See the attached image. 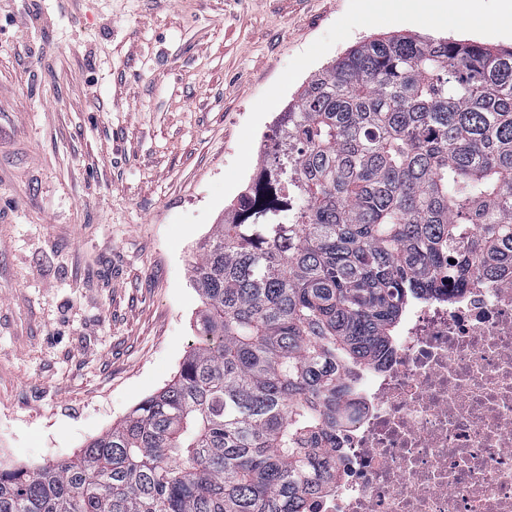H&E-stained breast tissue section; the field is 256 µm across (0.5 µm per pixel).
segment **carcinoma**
Returning a JSON list of instances; mask_svg holds the SVG:
<instances>
[{
	"label": "carcinoma",
	"mask_w": 512,
	"mask_h": 512,
	"mask_svg": "<svg viewBox=\"0 0 512 512\" xmlns=\"http://www.w3.org/2000/svg\"><path fill=\"white\" fill-rule=\"evenodd\" d=\"M507 267L512 48L365 40L288 102L197 246L175 379L74 459L0 465V512H316L336 402L410 304Z\"/></svg>",
	"instance_id": "obj_1"
}]
</instances>
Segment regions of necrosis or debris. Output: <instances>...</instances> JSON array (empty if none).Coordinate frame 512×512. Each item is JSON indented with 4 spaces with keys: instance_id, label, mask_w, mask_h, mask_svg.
I'll list each match as a JSON object with an SVG mask.
<instances>
[{
    "instance_id": "necrosis-or-debris-1",
    "label": "necrosis or debris",
    "mask_w": 512,
    "mask_h": 512,
    "mask_svg": "<svg viewBox=\"0 0 512 512\" xmlns=\"http://www.w3.org/2000/svg\"><path fill=\"white\" fill-rule=\"evenodd\" d=\"M341 407L321 512H512V273L417 303Z\"/></svg>"
}]
</instances>
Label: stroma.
<instances>
[{
  "mask_svg": "<svg viewBox=\"0 0 512 512\" xmlns=\"http://www.w3.org/2000/svg\"><path fill=\"white\" fill-rule=\"evenodd\" d=\"M387 0H0V462L74 457L196 342L189 259L298 90L394 34L512 47Z\"/></svg>",
  "mask_w": 512,
  "mask_h": 512,
  "instance_id": "35a3bbf8",
  "label": "stroma"
}]
</instances>
